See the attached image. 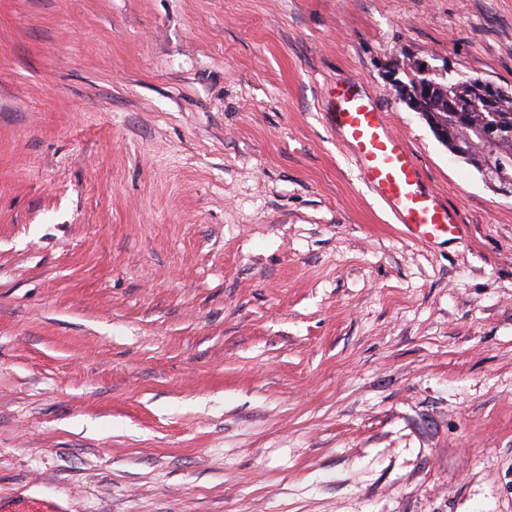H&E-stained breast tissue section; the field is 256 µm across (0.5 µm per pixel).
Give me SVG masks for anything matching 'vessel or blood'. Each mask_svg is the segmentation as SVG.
Masks as SVG:
<instances>
[{
	"label": "vessel or blood",
	"instance_id": "obj_1",
	"mask_svg": "<svg viewBox=\"0 0 512 512\" xmlns=\"http://www.w3.org/2000/svg\"><path fill=\"white\" fill-rule=\"evenodd\" d=\"M336 127L353 151L363 180L376 190L406 235L421 243L453 239L455 210L429 189L405 139L389 130L374 103L347 86L336 95ZM0 512H63L50 500L0 497Z\"/></svg>",
	"mask_w": 512,
	"mask_h": 512
}]
</instances>
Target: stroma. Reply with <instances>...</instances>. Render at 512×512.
<instances>
[{
  "mask_svg": "<svg viewBox=\"0 0 512 512\" xmlns=\"http://www.w3.org/2000/svg\"><path fill=\"white\" fill-rule=\"evenodd\" d=\"M406 59L512 89V0H0V492L512 512V194ZM349 83L462 238L360 180ZM413 68L415 70L414 87L418 91L423 89L425 92L431 93L434 89H437L438 93H441L444 90L443 78L428 64L423 62L416 63L413 65ZM409 86L414 89L412 81H409V83L404 82V85L398 83L396 85L398 97L409 109L419 112L417 93L414 92L415 89L413 91Z\"/></svg>",
  "mask_w": 512,
  "mask_h": 512,
  "instance_id": "35a3bbf8",
  "label": "stroma"
}]
</instances>
